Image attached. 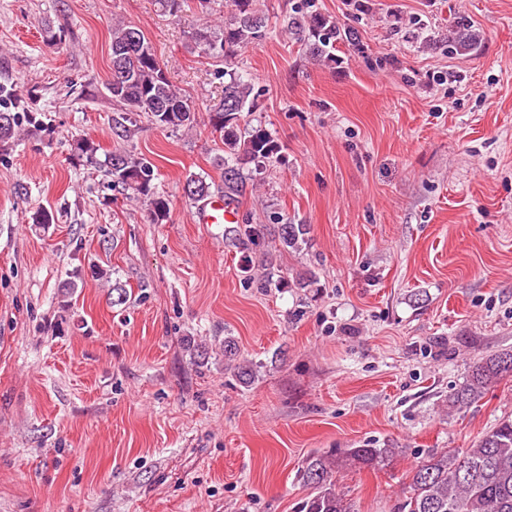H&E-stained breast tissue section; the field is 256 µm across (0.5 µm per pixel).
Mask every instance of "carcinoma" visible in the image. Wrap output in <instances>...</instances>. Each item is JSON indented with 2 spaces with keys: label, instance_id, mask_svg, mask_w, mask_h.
Wrapping results in <instances>:
<instances>
[{
  "label": "carcinoma",
  "instance_id": "cac0c4a2",
  "mask_svg": "<svg viewBox=\"0 0 512 512\" xmlns=\"http://www.w3.org/2000/svg\"><path fill=\"white\" fill-rule=\"evenodd\" d=\"M281 28L304 45L314 61L334 65L336 45L358 43V32L322 14L316 0H295L283 15ZM272 27L256 0H231L230 9L219 24L197 28L192 39L217 62H230L238 51L262 42ZM482 42L481 31L466 15L450 21L447 54L465 55ZM224 97L209 115L212 134L224 145L220 189L227 197L243 187L244 170L278 162L281 146L262 126H252L246 114L255 111L259 93L252 79L241 69L224 68ZM106 89L112 100L124 107L116 124L130 132L137 118L144 116L163 131L189 132L196 124L192 103L169 81L151 42L137 27L118 24L112 28L110 66ZM55 132L51 116L34 112L15 86L0 82V158L22 136L51 137ZM72 156L105 173L110 190L145 204L155 224L170 219L169 201L155 186L153 164L131 151L100 152L88 139H77ZM185 187L188 198L197 202L212 193L215 182L190 174ZM308 225L280 224L282 247L299 251L307 243ZM512 376V351L478 359L466 382L448 394V411L478 402L486 392ZM398 448L358 446L310 457L302 470L309 489L294 512H353L337 484V475L348 469L378 470L399 456ZM396 512H512V419L504 418L489 429L471 448L429 451L415 461L408 495L398 502Z\"/></svg>",
  "mask_w": 512,
  "mask_h": 512
}]
</instances>
